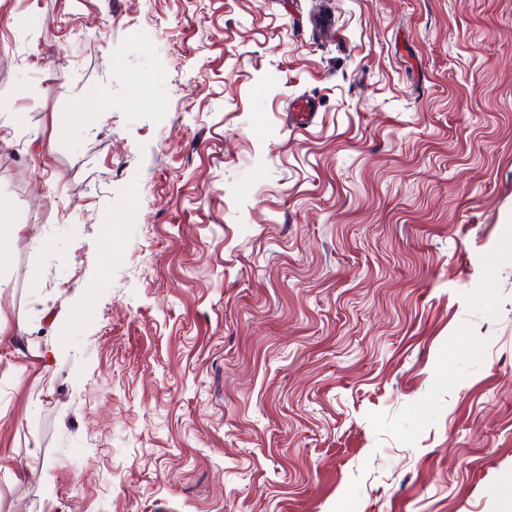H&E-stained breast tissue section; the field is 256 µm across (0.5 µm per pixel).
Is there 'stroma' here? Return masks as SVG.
I'll return each instance as SVG.
<instances>
[{"instance_id":"obj_1","label":"stroma","mask_w":512,"mask_h":512,"mask_svg":"<svg viewBox=\"0 0 512 512\" xmlns=\"http://www.w3.org/2000/svg\"><path fill=\"white\" fill-rule=\"evenodd\" d=\"M2 224L0 512L512 504V0H0Z\"/></svg>"}]
</instances>
